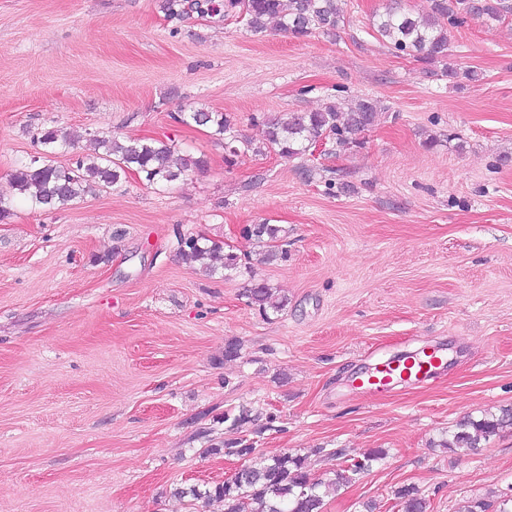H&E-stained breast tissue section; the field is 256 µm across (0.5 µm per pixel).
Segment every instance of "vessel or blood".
Listing matches in <instances>:
<instances>
[{
  "label": "vessel or blood",
  "instance_id": "vessel-or-blood-1",
  "mask_svg": "<svg viewBox=\"0 0 512 512\" xmlns=\"http://www.w3.org/2000/svg\"><path fill=\"white\" fill-rule=\"evenodd\" d=\"M447 363V358L439 348L429 353H412L375 368L367 379L362 380L361 386L365 394L372 397L399 382L424 384L434 379Z\"/></svg>",
  "mask_w": 512,
  "mask_h": 512
}]
</instances>
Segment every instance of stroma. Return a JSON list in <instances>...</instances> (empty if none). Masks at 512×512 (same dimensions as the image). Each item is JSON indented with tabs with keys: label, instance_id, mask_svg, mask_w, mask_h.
Wrapping results in <instances>:
<instances>
[{
	"label": "stroma",
	"instance_id": "1",
	"mask_svg": "<svg viewBox=\"0 0 512 512\" xmlns=\"http://www.w3.org/2000/svg\"><path fill=\"white\" fill-rule=\"evenodd\" d=\"M163 3L0 0V512H224L175 491L284 451L326 479L385 449L324 512H400L407 485L427 512L512 491V428L475 451L439 445L464 416L512 407V19L455 32L453 60L483 78L454 84L378 38L388 0H347L337 36L302 40ZM358 95L385 108L363 147L292 160L226 163L176 119L223 112L258 142L259 117ZM46 127L81 137L60 165L103 131L170 136L204 166L163 191L133 177L37 210L10 174ZM262 222L286 255L253 273L177 255L181 234L252 252L240 230ZM252 276L281 311L248 304ZM427 346L448 358L437 380L358 391L375 364ZM242 405L259 414L239 432L254 454L208 453Z\"/></svg>",
	"mask_w": 512,
	"mask_h": 512
}]
</instances>
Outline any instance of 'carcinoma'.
Returning a JSON list of instances; mask_svg holds the SVG:
<instances>
[{
    "label": "carcinoma",
    "instance_id": "cac0c4a2",
    "mask_svg": "<svg viewBox=\"0 0 512 512\" xmlns=\"http://www.w3.org/2000/svg\"><path fill=\"white\" fill-rule=\"evenodd\" d=\"M344 2L224 0V16L245 20L255 34L265 32L273 22L279 30L296 39L316 32L334 36L345 24ZM510 13L512 5L508 0H426V5L418 11L405 10L398 4L386 7L375 16L373 28L393 52L416 58L427 71L432 73L438 67L441 76L450 80L477 82L480 80L477 71L463 69L450 61L448 49L452 33L475 19L491 30L504 23ZM381 117L378 100L369 96L354 98L347 108L329 101L310 112L265 116L262 118L265 138L257 152L273 153L290 160L305 155L314 143L323 139L334 141L337 151H346L363 145V134L378 125ZM188 120L207 128L213 139L224 144L225 151L233 156L241 152V147L250 145L244 140L239 147L235 145L236 137H226L231 131V120L222 112L200 108L181 122ZM93 141L94 152L77 158L72 166L63 167L53 160L56 148H73L78 143L77 138L57 128L38 131L34 142L42 151L13 170L15 190L34 209L57 210L93 187L103 191L119 188L130 174L149 187L162 189L187 172L202 168L201 160L181 151L170 138L120 139L113 135H95ZM280 232L282 229L273 224H247L242 229L243 236L259 247L261 264H270L283 255L272 245ZM178 254L190 267L211 275L220 269L232 272L250 264V256L226 253L214 242L201 243L199 237L180 239ZM243 295L262 313L269 309L277 312L284 306V302L275 299L272 288L253 277L244 286ZM253 421L252 409L244 406L236 412H224L226 431L230 433ZM511 426L512 407L479 419L468 415L457 422L450 437L440 441L439 446L451 451L477 449ZM209 451L246 458L254 453V447L241 438H225L210 444ZM384 456L383 449H373L362 459L352 460L334 477L322 479L313 477L309 456L283 452L247 467L243 474L237 473L212 488L179 489L177 495L222 502L224 512H323L329 492L346 486L354 476L367 471ZM395 496L402 512H426V499L416 487H401ZM463 512H512V497L500 498L494 510L486 501H471Z\"/></svg>",
    "mask_w": 512,
    "mask_h": 512
}]
</instances>
